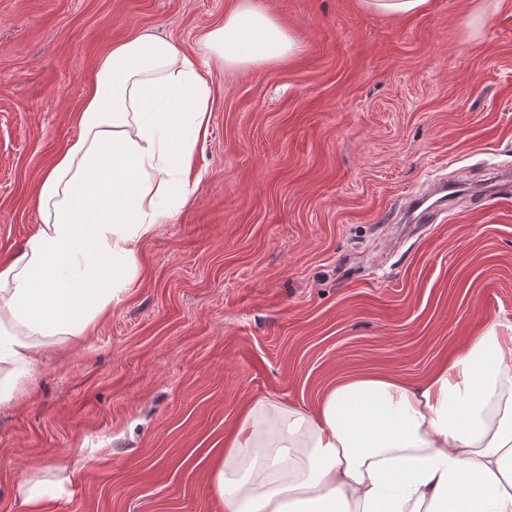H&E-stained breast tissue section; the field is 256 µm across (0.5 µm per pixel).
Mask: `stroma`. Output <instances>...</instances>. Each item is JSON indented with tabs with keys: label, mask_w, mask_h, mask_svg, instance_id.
I'll return each mask as SVG.
<instances>
[{
	"label": "stroma",
	"mask_w": 512,
	"mask_h": 512,
	"mask_svg": "<svg viewBox=\"0 0 512 512\" xmlns=\"http://www.w3.org/2000/svg\"><path fill=\"white\" fill-rule=\"evenodd\" d=\"M299 44L209 57L195 191L141 246L139 284L0 408V512H221L209 486L250 402L316 409L337 382L416 384L512 320V191L462 197L402 242L436 177L512 170V0H258ZM237 0H0V258L79 129L100 57L151 32L197 53ZM362 3L369 11L399 17L419 11L426 0H362Z\"/></svg>",
	"instance_id": "35a3bbf8"
}]
</instances>
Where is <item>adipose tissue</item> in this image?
Returning <instances> with one entry per match:
<instances>
[{
    "mask_svg": "<svg viewBox=\"0 0 512 512\" xmlns=\"http://www.w3.org/2000/svg\"><path fill=\"white\" fill-rule=\"evenodd\" d=\"M199 42L228 70L296 49L255 0ZM209 98L197 58L153 34L99 61L78 137L39 180L41 222L0 259L1 406L136 286L141 243L193 190ZM209 480L223 512H512V321L417 385L349 379L313 411L256 400Z\"/></svg>",
    "mask_w": 512,
    "mask_h": 512,
    "instance_id": "adipose-tissue-1",
    "label": "adipose tissue"
}]
</instances>
